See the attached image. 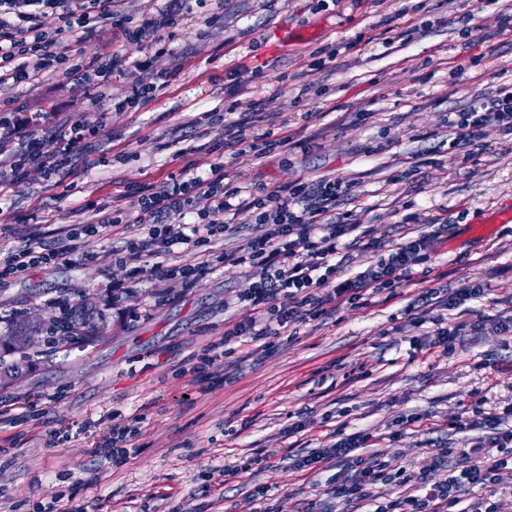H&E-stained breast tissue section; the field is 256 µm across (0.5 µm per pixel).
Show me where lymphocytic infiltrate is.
Listing matches in <instances>:
<instances>
[{
  "mask_svg": "<svg viewBox=\"0 0 512 512\" xmlns=\"http://www.w3.org/2000/svg\"><path fill=\"white\" fill-rule=\"evenodd\" d=\"M128 0H0V83L32 84L44 73L60 72L67 59L65 46L49 39L43 29L46 17L64 23L69 32L101 21L114 28L129 29L130 39L150 36L155 57L167 54L164 31L174 26L178 14L171 8L135 23L126 9ZM268 99L251 100L245 110L236 105L224 109V135L234 145L244 146L251 157L281 149L309 150L311 140L288 134L274 136L261 125ZM10 130L0 136V155H8V167H0V202L8 200L16 185L30 170L52 180L72 164L74 147L96 137L97 128L80 123L69 127L64 147L44 149L42 139L27 132V120L1 116L0 127ZM512 135V84H500L470 105L455 111L448 121L451 148L463 151L465 159L483 148L487 127ZM352 182L319 176L306 181L254 190L228 179L223 163L210 165L198 175L194 162L170 173L163 189L140 184L113 194L102 203L88 204L92 221L65 225L60 235L44 241L40 233L23 235L19 246L0 252V278H19L36 267H46L81 255L86 237L111 230L119 244L112 249V265L120 272L115 289L126 282H146L155 298L164 297L169 280L193 285L218 266L238 268L247 283L237 300L248 316L224 325V338L207 344L189 361L190 372L204 374L210 362L224 353L226 344L251 346L273 336L287 335L291 326L328 317L342 305H369L373 298L397 299L403 283L412 282L415 266L431 261L433 238L422 233L398 241L372 239L368 230L342 210ZM250 213L255 230L229 222L230 212ZM192 223H185V216ZM140 225L135 237L128 225ZM237 240V247L215 252L212 242ZM181 247L183 262H161L160 256ZM377 254L378 259L353 278L344 272L351 250ZM154 257L146 265L145 257ZM485 288L475 283L458 295L441 298L439 289H415L404 314L410 326L426 323L435 307L455 308L458 302L484 297ZM457 434L479 432L478 441L465 448L436 446L433 466H448V481L429 484L428 469L408 465L392 468L379 446L382 436L359 431L330 448L296 460L302 472L319 465L339 467L340 474L330 495L340 504H368L372 512H512V401L489 408L477 398L448 423ZM370 449L362 457L361 449ZM395 485L397 495L376 494L377 485Z\"/></svg>",
  "mask_w": 512,
  "mask_h": 512,
  "instance_id": "f902f5d3",
  "label": "lymphocytic infiltrate"
}]
</instances>
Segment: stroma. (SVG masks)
<instances>
[{"label": "stroma", "mask_w": 512, "mask_h": 512, "mask_svg": "<svg viewBox=\"0 0 512 512\" xmlns=\"http://www.w3.org/2000/svg\"><path fill=\"white\" fill-rule=\"evenodd\" d=\"M417 2L224 0V19L212 27L205 9L194 8L167 31L163 65L177 77L122 115L109 101L127 94L138 77L132 69L111 74L102 100L75 74L0 85V102L42 113L36 131L46 150L71 122L103 128L53 186L36 171L16 186L9 223L42 224L52 213L57 223L43 226L53 234L90 220L85 203L128 185L162 187L185 160L203 173L220 157L229 177L256 187L314 175L354 182L344 207L377 239L399 238L414 213L443 218L450 230L435 242L430 286L449 294L479 282L487 290L460 306L472 329L449 351L435 346L433 323L392 320L398 302L347 304L251 355L230 344L196 376L186 360L223 336L247 286L237 269L220 268L190 287L170 282L163 300L143 284L116 292L111 233L87 238L84 255L0 280V336L30 319L52 324L60 300H93L108 326L103 340L79 349L38 346L21 383L0 387L1 400L26 407L0 422V512H40L56 501L68 512H305L311 504L364 512L337 509L329 495L335 469L306 474L293 462L365 429L397 432L387 447L394 465L428 467L433 484L447 480L446 468L430 465L428 432L401 431L400 421L421 415L448 440L449 418L474 391L491 407L512 398V337L497 329L512 316V223L497 221L512 205V136L487 128L485 152L465 163L453 159L446 128L450 112L512 82V34L495 32L512 0H425L444 25L384 46ZM466 17L475 25L468 38L460 34ZM333 48L335 61L309 70L311 53ZM267 96L269 122L288 120L291 133L313 137L312 152L242 160L225 146L223 124L199 128L201 113ZM359 112L368 120L356 121ZM385 134L388 146L367 154ZM103 155L108 165L84 166L85 157ZM477 224L485 232H474ZM134 415L144 418L141 433L124 453H92L85 423L108 427ZM56 429L64 438L50 440ZM253 458L262 469L249 468Z\"/></svg>", "instance_id": "1"}]
</instances>
